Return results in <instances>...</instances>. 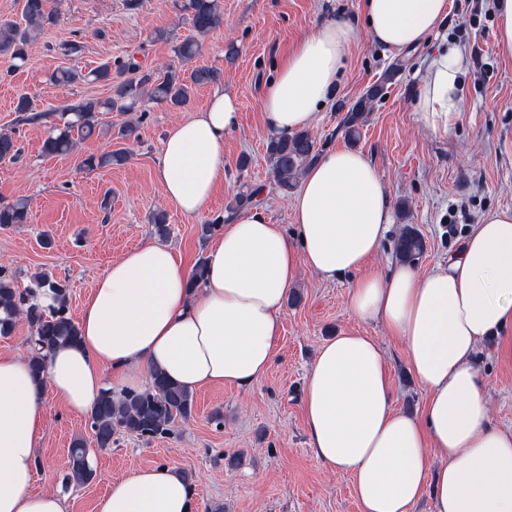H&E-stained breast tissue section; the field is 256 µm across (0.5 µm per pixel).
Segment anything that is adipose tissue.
Instances as JSON below:
<instances>
[{"instance_id": "1", "label": "adipose tissue", "mask_w": 512, "mask_h": 512, "mask_svg": "<svg viewBox=\"0 0 512 512\" xmlns=\"http://www.w3.org/2000/svg\"><path fill=\"white\" fill-rule=\"evenodd\" d=\"M370 39L398 54L422 45L448 18V0H362ZM355 24L333 18L302 37L261 93L268 133L311 127L349 59ZM464 57L442 44L426 70L415 120L436 135L454 126ZM240 103L224 89L167 133L156 161L166 198L197 215L224 177V137ZM296 240L265 209L240 210L210 244L206 273L191 287L183 259L147 243L113 261L83 305L75 345L52 349L44 381L27 359L0 355V512H67L56 491L33 488L45 395L86 413L104 388L140 387L162 370L194 391L247 388L266 374L282 312L302 271L333 283L351 276L347 305L404 343L427 392L421 416L398 409L385 352L370 336L326 341L309 371L304 422L316 458L350 473L361 512H512V432L495 427L478 349L512 325V211L486 214L460 252L422 273L407 264L366 265L395 222L382 175L353 149L309 167L291 203ZM96 512H196L192 490L168 464L110 481Z\"/></svg>"}]
</instances>
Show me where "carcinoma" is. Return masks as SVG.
I'll list each match as a JSON object with an SVG mask.
<instances>
[{"instance_id":"1","label":"carcinoma","mask_w":512,"mask_h":512,"mask_svg":"<svg viewBox=\"0 0 512 512\" xmlns=\"http://www.w3.org/2000/svg\"><path fill=\"white\" fill-rule=\"evenodd\" d=\"M182 10L199 36L208 34L223 21L221 0H183ZM25 25L0 21V55L8 57L13 67L20 68L28 61L29 46L45 25L54 21L46 11V0H24ZM199 44L193 38L175 47L176 56L183 62L191 60ZM50 79L57 83L71 84L79 81L106 83L112 95L104 100L81 99L60 111L61 123L50 130L43 141L42 150L47 155L69 153L76 138H87L99 128V115L103 112H144L150 104L165 105L172 109L186 106L193 88L216 84L221 80L217 68L199 66L191 73L170 65L163 73L144 70L128 60L117 66V76H112V62L108 61L83 75L71 69L54 72ZM382 91V86L371 87L361 99L346 109L342 119L345 135L352 141L360 136V126L371 102ZM15 111L20 121L31 122L43 117L34 111L29 97L18 98ZM20 150L9 133H0V161H13ZM319 157L317 141L308 130L290 136L272 137L266 144V158L277 187L286 192L295 187L297 178ZM127 158L125 151L116 150L98 157L90 156L85 165L105 167L120 165ZM28 216V203L18 199L0 205V226L24 224ZM425 244L416 228L406 226L395 240L394 250L399 260L414 263L420 258ZM49 288L56 293L57 308L47 313L36 306H24L25 295ZM25 319L29 329V366L40 380L46 375V352L52 348L75 344L79 340L77 323L69 314L67 284L46 273L34 277L33 287L24 291L15 286L12 275L0 267V336L13 333L17 321ZM194 410L193 393L171 382L156 369L147 387L138 390L115 392L104 390L88 412V422L98 448H110L115 436L128 434L139 438L163 437L172 433L177 421L191 417ZM94 470L89 460V449L84 440L73 441L70 448V473L67 480L79 484L90 482Z\"/></svg>"}]
</instances>
